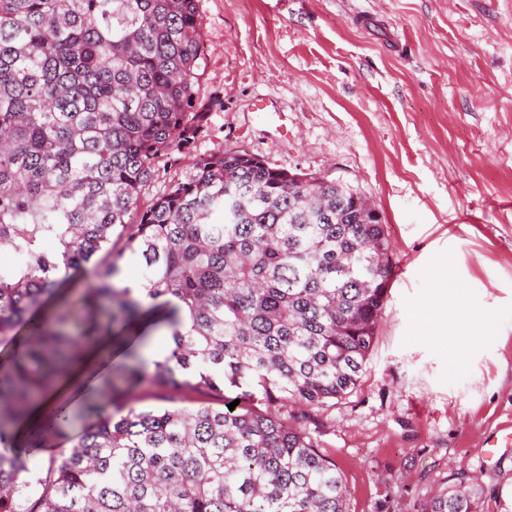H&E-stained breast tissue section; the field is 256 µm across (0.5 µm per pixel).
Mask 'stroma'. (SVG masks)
Listing matches in <instances>:
<instances>
[{
	"mask_svg": "<svg viewBox=\"0 0 512 512\" xmlns=\"http://www.w3.org/2000/svg\"><path fill=\"white\" fill-rule=\"evenodd\" d=\"M209 122L143 202L226 149L339 180L394 274L357 387L314 415L352 512H415L458 476L512 484V0H198ZM457 319L455 332L441 324ZM144 386L130 404L222 407Z\"/></svg>",
	"mask_w": 512,
	"mask_h": 512,
	"instance_id": "35a3bbf8",
	"label": "stroma"
}]
</instances>
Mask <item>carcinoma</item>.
<instances>
[{
	"instance_id": "obj_1",
	"label": "carcinoma",
	"mask_w": 512,
	"mask_h": 512,
	"mask_svg": "<svg viewBox=\"0 0 512 512\" xmlns=\"http://www.w3.org/2000/svg\"><path fill=\"white\" fill-rule=\"evenodd\" d=\"M197 0H0V512H350L311 413L357 386L393 266L381 216L336 182L245 150L199 159L141 205L165 150L208 122ZM178 132L179 139L171 138ZM127 235L148 283L119 285ZM141 320L172 348L128 354L71 448L30 481L16 425L77 350ZM215 393L220 409L138 412L122 387ZM240 400L229 409L232 399ZM288 402L293 421L272 408ZM512 512L463 477L421 512Z\"/></svg>"
}]
</instances>
